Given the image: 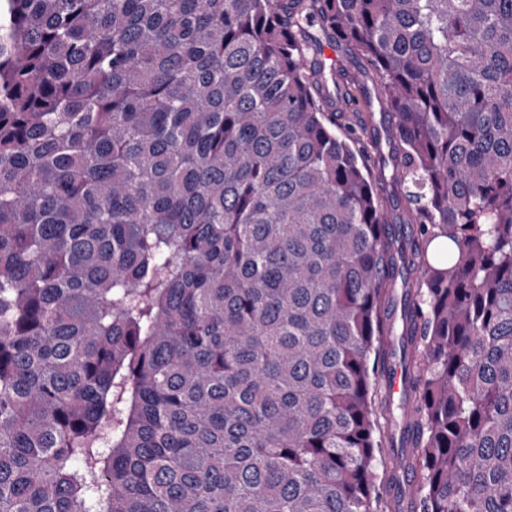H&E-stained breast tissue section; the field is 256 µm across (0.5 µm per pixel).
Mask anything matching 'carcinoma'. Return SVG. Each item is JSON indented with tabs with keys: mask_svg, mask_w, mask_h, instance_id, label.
<instances>
[{
	"mask_svg": "<svg viewBox=\"0 0 512 512\" xmlns=\"http://www.w3.org/2000/svg\"><path fill=\"white\" fill-rule=\"evenodd\" d=\"M0 512H512V0H0ZM321 38V37H320ZM319 57L323 60L326 65V70L330 69L336 72V78L339 84V92L336 93L335 102L331 106L329 112H336L339 115L340 112H351L350 106L347 104L345 98V80L343 79V73L355 72L357 73L355 59H352L348 52H346L340 46L330 44L321 38ZM368 150H369V154L371 155L368 165L370 167L373 179L377 183H380L378 186L380 187L381 193H383L384 198H385V204H386L388 218L390 219L392 224H395V223L398 224L399 220H397L396 217L399 216V214L401 213V210L398 211L397 208H394L393 203H392V198H391V194H392V190H393L392 167L389 164H387L383 168L382 164H380L378 161V155L377 154L374 155V153H372V150H370V149H368ZM381 187H383V190Z\"/></svg>",
	"mask_w": 512,
	"mask_h": 512,
	"instance_id": "cac0c4a2",
	"label": "carcinoma"
}]
</instances>
